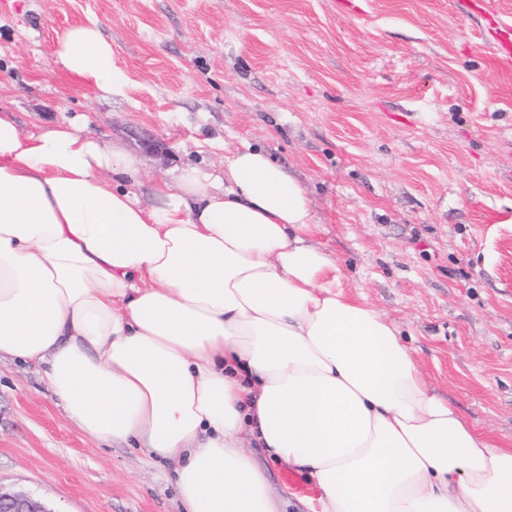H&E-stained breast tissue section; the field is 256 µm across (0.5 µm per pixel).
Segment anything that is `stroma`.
I'll list each match as a JSON object with an SVG mask.
<instances>
[{"label": "stroma", "instance_id": "1", "mask_svg": "<svg viewBox=\"0 0 512 512\" xmlns=\"http://www.w3.org/2000/svg\"><path fill=\"white\" fill-rule=\"evenodd\" d=\"M0 0V109L25 133L79 120L147 180L245 145L305 187L349 296L399 325L435 392L512 448V71L470 0ZM95 21L132 80L57 63ZM282 512L305 474L262 457ZM0 487L48 512H179L177 477L91 437L32 368L0 360Z\"/></svg>", "mask_w": 512, "mask_h": 512}]
</instances>
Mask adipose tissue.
I'll use <instances>...</instances> for the list:
<instances>
[{
  "label": "adipose tissue",
  "instance_id": "obj_1",
  "mask_svg": "<svg viewBox=\"0 0 512 512\" xmlns=\"http://www.w3.org/2000/svg\"><path fill=\"white\" fill-rule=\"evenodd\" d=\"M55 54L127 86L96 25ZM316 228L262 149L149 186L79 122L26 134L0 111V358L37 368L89 435L174 464L184 512H278L254 443L308 474V512H512V448L343 291Z\"/></svg>",
  "mask_w": 512,
  "mask_h": 512
}]
</instances>
